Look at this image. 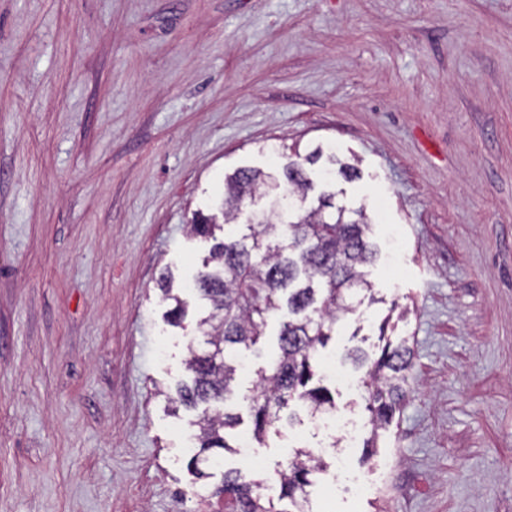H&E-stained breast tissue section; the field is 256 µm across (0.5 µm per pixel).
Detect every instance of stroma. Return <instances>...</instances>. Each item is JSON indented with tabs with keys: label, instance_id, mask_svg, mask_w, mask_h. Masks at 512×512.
<instances>
[{
	"label": "stroma",
	"instance_id": "obj_1",
	"mask_svg": "<svg viewBox=\"0 0 512 512\" xmlns=\"http://www.w3.org/2000/svg\"><path fill=\"white\" fill-rule=\"evenodd\" d=\"M330 145L359 176L376 304L320 365L361 432L350 470L302 403L253 443L266 469L324 450L312 512H512V0H0V512H200L192 415L170 416L204 308L188 234L224 177ZM186 284L183 327L159 283ZM278 320L246 351L258 388ZM414 351L376 447L361 373Z\"/></svg>",
	"mask_w": 512,
	"mask_h": 512
}]
</instances>
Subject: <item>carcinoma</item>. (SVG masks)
I'll return each mask as SVG.
<instances>
[{
    "mask_svg": "<svg viewBox=\"0 0 512 512\" xmlns=\"http://www.w3.org/2000/svg\"><path fill=\"white\" fill-rule=\"evenodd\" d=\"M322 156L318 147L271 172L234 171L224 180L218 213H196L189 224L190 232L213 240L209 257L194 278V288L209 305L207 314L196 322L207 348L188 346V376L174 384V402L201 409L198 433L193 435L199 451L188 464L199 478L206 477L198 469L200 458L214 449H230L229 431L240 420L222 408L236 390L235 350L257 345L272 316L281 312L285 316L278 332V354L261 373L263 390L240 396L252 417L257 441H263L267 430L277 424H294L297 416L290 411L294 401L302 402L312 417L336 409L329 391L314 383L316 356L340 317L374 301L366 296L372 288L364 268L376 261L378 248L369 237L371 222L366 211L336 205V193H322L316 208L305 209L312 186L305 165ZM326 156V179L358 177L355 166L341 162L333 153ZM263 197L269 199L270 210L254 212L245 231L234 232L242 207ZM160 290L163 300L173 302L168 322L182 326L187 303L174 293L166 275ZM348 358L357 367H367L362 382L375 434L393 421L406 397L413 361L409 340L386 341L380 357L370 365L359 350L349 352ZM324 468V461L312 450L295 452L281 473L279 495L281 500L288 499L291 512H307L310 476ZM225 492L233 494L236 512H278L262 485L244 481L236 469L224 471L213 495Z\"/></svg>",
    "mask_w": 512,
    "mask_h": 512,
    "instance_id": "carcinoma-1",
    "label": "carcinoma"
}]
</instances>
